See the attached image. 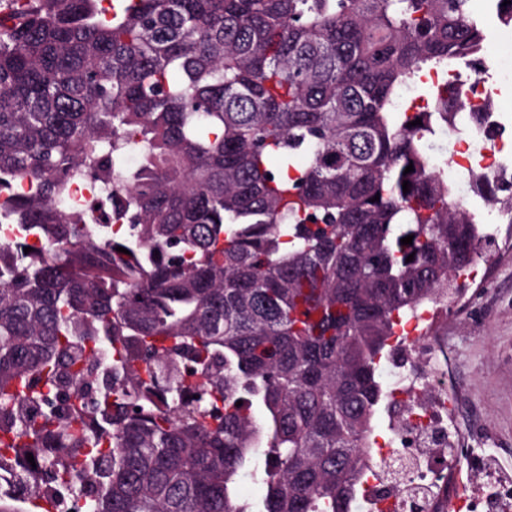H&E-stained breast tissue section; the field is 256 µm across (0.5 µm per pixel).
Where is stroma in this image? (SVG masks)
Masks as SVG:
<instances>
[{
	"label": "stroma",
	"instance_id": "35a3bbf8",
	"mask_svg": "<svg viewBox=\"0 0 512 512\" xmlns=\"http://www.w3.org/2000/svg\"><path fill=\"white\" fill-rule=\"evenodd\" d=\"M498 244L479 261L463 297L435 318L455 401L448 429L467 450L460 466L475 500L496 476L512 478V227L497 226ZM492 451L495 468L482 455Z\"/></svg>",
	"mask_w": 512,
	"mask_h": 512
}]
</instances>
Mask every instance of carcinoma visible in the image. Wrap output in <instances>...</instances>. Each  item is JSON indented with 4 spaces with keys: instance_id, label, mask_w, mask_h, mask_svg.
<instances>
[{
    "instance_id": "1",
    "label": "carcinoma",
    "mask_w": 512,
    "mask_h": 512,
    "mask_svg": "<svg viewBox=\"0 0 512 512\" xmlns=\"http://www.w3.org/2000/svg\"><path fill=\"white\" fill-rule=\"evenodd\" d=\"M102 2L0 0V467L25 489L0 512L89 478L88 512H353L391 340L485 258L430 155L482 23L469 0Z\"/></svg>"
}]
</instances>
